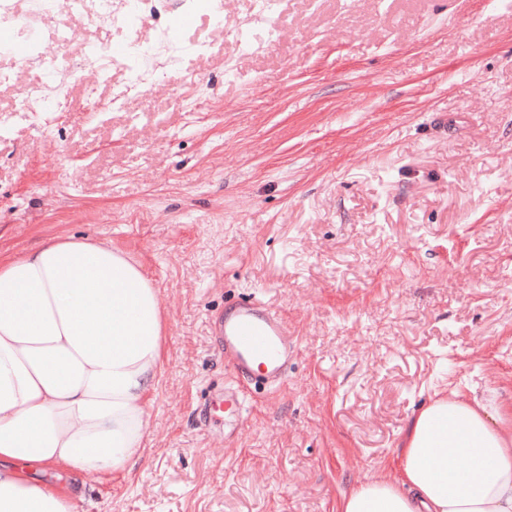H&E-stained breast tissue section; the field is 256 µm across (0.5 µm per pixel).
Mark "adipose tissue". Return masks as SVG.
I'll list each match as a JSON object with an SVG mask.
<instances>
[{"mask_svg": "<svg viewBox=\"0 0 512 512\" xmlns=\"http://www.w3.org/2000/svg\"><path fill=\"white\" fill-rule=\"evenodd\" d=\"M163 330L157 288L112 245L54 238L0 256V512H77L69 479L131 472ZM396 459L337 512H512V403L437 395Z\"/></svg>", "mask_w": 512, "mask_h": 512, "instance_id": "ef3b65f1", "label": "adipose tissue"}]
</instances>
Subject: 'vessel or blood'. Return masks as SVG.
Wrapping results in <instances>:
<instances>
[{
    "label": "vessel or blood",
    "mask_w": 512,
    "mask_h": 512,
    "mask_svg": "<svg viewBox=\"0 0 512 512\" xmlns=\"http://www.w3.org/2000/svg\"><path fill=\"white\" fill-rule=\"evenodd\" d=\"M212 330L232 358L236 379L235 384L225 386L212 406L240 422L247 410V396L245 387H239V380L256 388L284 382L293 354L286 339L288 326L264 301L251 297L225 306L223 315L214 320Z\"/></svg>",
    "instance_id": "vessel-or-blood-1"
}]
</instances>
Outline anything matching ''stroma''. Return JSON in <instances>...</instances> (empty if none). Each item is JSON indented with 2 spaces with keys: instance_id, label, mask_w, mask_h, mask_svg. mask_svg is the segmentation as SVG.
I'll use <instances>...</instances> for the list:
<instances>
[{
  "instance_id": "1",
  "label": "stroma",
  "mask_w": 512,
  "mask_h": 512,
  "mask_svg": "<svg viewBox=\"0 0 512 512\" xmlns=\"http://www.w3.org/2000/svg\"><path fill=\"white\" fill-rule=\"evenodd\" d=\"M192 16L186 53L123 110L86 66L66 111H16L38 70L0 57V253L81 236L153 279L165 318L144 453L73 481L77 512H336L393 465L444 386L512 402V7L492 0H281L275 41L234 36L255 0ZM21 21L119 49L60 0ZM197 100L196 111L183 109ZM255 296L288 324L282 385L225 435L201 406L231 368L211 320Z\"/></svg>"
}]
</instances>
